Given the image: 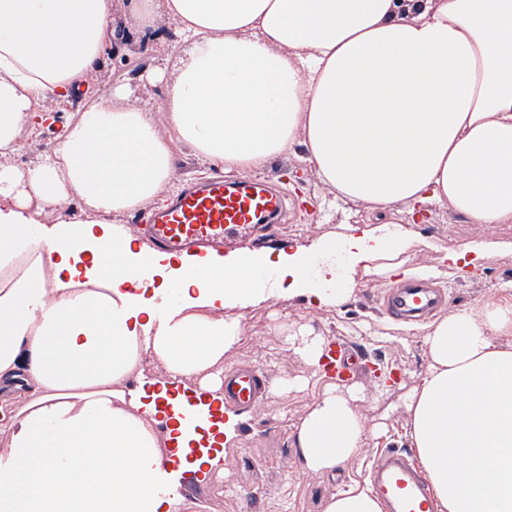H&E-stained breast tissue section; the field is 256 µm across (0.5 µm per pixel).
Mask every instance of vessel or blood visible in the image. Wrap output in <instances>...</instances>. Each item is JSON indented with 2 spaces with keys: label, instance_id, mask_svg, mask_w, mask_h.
Masks as SVG:
<instances>
[{
  "label": "vessel or blood",
  "instance_id": "1",
  "mask_svg": "<svg viewBox=\"0 0 512 512\" xmlns=\"http://www.w3.org/2000/svg\"><path fill=\"white\" fill-rule=\"evenodd\" d=\"M285 200L274 187L252 181L226 182L215 174L194 183L161 211L149 213L143 222L154 245L178 252L253 226L276 223ZM445 303L435 287L401 283L383 301L392 316L417 321ZM337 380L347 381L360 369L356 352L337 340H329L325 360ZM266 378L255 369H241L224 376V401L232 406H255L268 393ZM372 484L387 512H438L433 494L409 455L383 452L371 470Z\"/></svg>",
  "mask_w": 512,
  "mask_h": 512
}]
</instances>
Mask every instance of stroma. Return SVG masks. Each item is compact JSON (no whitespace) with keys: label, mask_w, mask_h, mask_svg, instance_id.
<instances>
[{"label":"stroma","mask_w":512,"mask_h":512,"mask_svg":"<svg viewBox=\"0 0 512 512\" xmlns=\"http://www.w3.org/2000/svg\"><path fill=\"white\" fill-rule=\"evenodd\" d=\"M128 32L129 50L106 52L94 79L98 85L123 80L136 86L141 107L156 109L164 96L159 85L139 82L138 75L152 64L156 49L175 45V32L165 18H157L151 40H141L137 20L120 19ZM257 180L278 184L288 197L280 224L252 236L234 237L225 249L249 247L261 249L293 241H306L342 224H367L373 217L361 206L330 194L316 172L295 151L270 161L256 171ZM428 218L419 225L422 235L435 239L443 247H457L474 240L479 230L447 205L431 202ZM441 286L449 288L450 308L476 302L494 289L512 283V254L495 258L482 279L466 280L440 276ZM386 288L374 283L357 289L352 301L342 309H311L300 300L285 298L274 304H260L241 311L242 338L224 360L225 370L253 366L269 381L305 373L303 364L286 350L288 332L298 329L324 337L337 336L354 348H367L369 359L398 373L393 386L362 404L368 420L390 412L402 394L419 379L425 367L422 333L406 329L402 322L388 318L379 303ZM321 383L285 394H269L251 409L240 426L237 438L224 449L228 474L212 473L201 485L188 488V512H319L321 503L342 488L343 481L312 477L302 473L296 448L290 437L295 423L319 397Z\"/></svg>","instance_id":"1"}]
</instances>
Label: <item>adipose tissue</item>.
<instances>
[{
	"label": "adipose tissue",
	"mask_w": 512,
	"mask_h": 512,
	"mask_svg": "<svg viewBox=\"0 0 512 512\" xmlns=\"http://www.w3.org/2000/svg\"><path fill=\"white\" fill-rule=\"evenodd\" d=\"M124 4L142 35L162 15L187 49L176 73L164 52L142 74L161 104L112 84L21 170L3 156L51 120L46 97L92 79L119 29L112 0H0V512H187V483L161 465L180 456L197 484L222 469L240 417L209 409L224 402L240 309L285 296L339 309L367 277L472 276L512 253L485 237L447 249L385 221L175 256L115 221L170 190L179 141L235 176L299 145L326 188L370 211L437 201L482 227L511 223L512 0ZM419 246L434 261L411 262ZM422 340L400 409L441 512H512V289L438 314ZM286 346L324 383L291 432L301 469L335 475L378 434L363 389L326 381L324 337ZM149 362L164 374L146 379ZM320 512L382 505L363 478Z\"/></svg>",
	"instance_id": "adipose-tissue-1"
}]
</instances>
